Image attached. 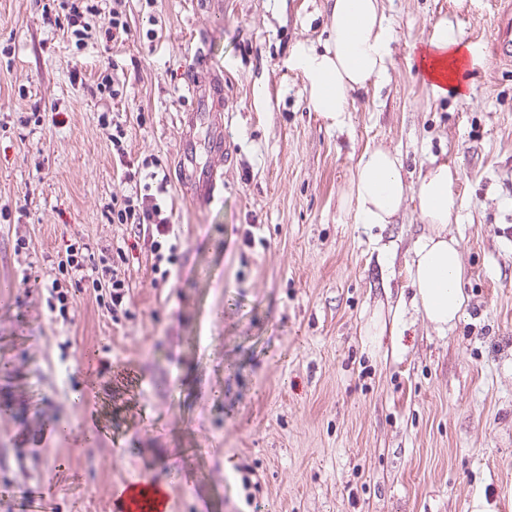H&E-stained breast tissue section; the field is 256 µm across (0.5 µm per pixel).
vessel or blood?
<instances>
[{
  "mask_svg": "<svg viewBox=\"0 0 512 512\" xmlns=\"http://www.w3.org/2000/svg\"><path fill=\"white\" fill-rule=\"evenodd\" d=\"M500 3L502 9L490 42V52L499 63L512 65V0H500ZM189 89L200 109L186 113L182 119L176 176L191 199L202 206L214 199L223 175L217 168L202 165L200 156L204 153L213 157L229 156L230 143L224 136V115L217 108L223 96L220 76L192 77ZM201 124L206 125L207 134L200 140L196 138L195 130ZM156 490V485L151 483L128 481L114 504L115 512H143Z\"/></svg>",
  "mask_w": 512,
  "mask_h": 512,
  "instance_id": "1",
  "label": "vessel or blood"
}]
</instances>
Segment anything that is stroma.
I'll list each match as a JSON object with an SVG mask.
<instances>
[{
    "instance_id": "obj_1",
    "label": "stroma",
    "mask_w": 512,
    "mask_h": 512,
    "mask_svg": "<svg viewBox=\"0 0 512 512\" xmlns=\"http://www.w3.org/2000/svg\"><path fill=\"white\" fill-rule=\"evenodd\" d=\"M71 2L0 0V512H26L30 489L51 512H112L134 478L173 480L169 512H471L478 496L512 512V66L486 50L496 0H383L388 77L352 94L341 129L309 109L290 61L327 39V0H100L92 27L114 11L127 23L113 50L70 41ZM443 18L479 60L466 99L418 67ZM204 47L234 147L201 158L224 174L206 208L171 177ZM110 63L115 100L97 88ZM374 147L413 187L433 159L457 174L448 234L467 301L448 331L414 302L429 230L415 200L389 224L343 203ZM144 161L169 175L175 282L112 219ZM77 241L124 250L116 314L88 282L51 309ZM376 319L384 335L368 333Z\"/></svg>"
}]
</instances>
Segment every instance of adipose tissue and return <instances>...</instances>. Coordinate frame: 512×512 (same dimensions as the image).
Returning a JSON list of instances; mask_svg holds the SVG:
<instances>
[{
	"instance_id": "1",
	"label": "adipose tissue",
	"mask_w": 512,
	"mask_h": 512,
	"mask_svg": "<svg viewBox=\"0 0 512 512\" xmlns=\"http://www.w3.org/2000/svg\"><path fill=\"white\" fill-rule=\"evenodd\" d=\"M329 34L323 47L295 45L294 68L306 78L312 111L343 128L354 91L388 75L393 32L381 0H331ZM476 64L457 27L442 19L430 29L420 50V67L434 91L465 94ZM407 193L400 158L384 149L365 152L352 179L345 204L354 206L363 224H387L400 211ZM418 210L431 231L414 247L413 287L425 317L439 330L455 326L465 305L463 265L458 243L446 228L457 208L453 175L447 162H432L415 192Z\"/></svg>"
}]
</instances>
